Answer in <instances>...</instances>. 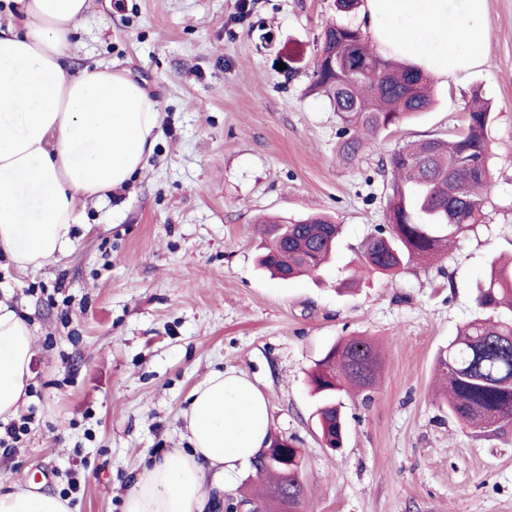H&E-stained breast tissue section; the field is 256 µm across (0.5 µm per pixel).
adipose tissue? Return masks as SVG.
<instances>
[{"instance_id": "ef3b65f1", "label": "adipose tissue", "mask_w": 512, "mask_h": 512, "mask_svg": "<svg viewBox=\"0 0 512 512\" xmlns=\"http://www.w3.org/2000/svg\"><path fill=\"white\" fill-rule=\"evenodd\" d=\"M0 25V252L18 269L41 267L72 247L86 200L141 173L152 152L158 101L125 71L99 64L66 73L70 36L90 0H15ZM364 30L384 56L448 79L480 65L486 0H365ZM35 335L0 300V421L26 402ZM182 414L191 448L153 461L124 512H205L212 491L268 444V399L241 372H214ZM0 512H69L29 483L0 485Z\"/></svg>"}]
</instances>
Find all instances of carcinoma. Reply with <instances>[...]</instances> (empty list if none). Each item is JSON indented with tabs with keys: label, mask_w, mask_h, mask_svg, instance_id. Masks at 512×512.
<instances>
[{
	"label": "carcinoma",
	"mask_w": 512,
	"mask_h": 512,
	"mask_svg": "<svg viewBox=\"0 0 512 512\" xmlns=\"http://www.w3.org/2000/svg\"><path fill=\"white\" fill-rule=\"evenodd\" d=\"M309 92L326 97L340 121L336 157L355 164L383 130L418 117L431 104L427 76L415 66L373 52L357 28L328 24ZM492 117L479 97L447 138L407 141L388 156L391 175L385 223L364 243L362 267L395 277L409 265L448 254L453 239L484 223L491 196L488 127ZM259 265L280 280L320 273L336 248L340 225L322 215L261 221ZM475 301L486 316L465 324L441 350L435 371L441 399L462 424L490 436L512 432V262L491 259ZM381 367L376 343L345 336L316 363L311 376L317 426L328 448H341L345 423L341 395L367 392ZM281 440L262 454L273 460L260 473L262 494L245 500L260 512H287L306 498L302 449L288 443V464L276 460Z\"/></svg>",
	"instance_id": "cac0c4a2"
}]
</instances>
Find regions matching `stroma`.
<instances>
[{
    "label": "stroma",
    "instance_id": "obj_1",
    "mask_svg": "<svg viewBox=\"0 0 512 512\" xmlns=\"http://www.w3.org/2000/svg\"><path fill=\"white\" fill-rule=\"evenodd\" d=\"M482 63L433 79L434 103L384 132L352 166L340 127L309 94L327 22L358 25L336 0H91L70 36L68 73L126 71L163 120L144 171L87 201L74 247L18 270L0 253V299L36 336L23 413L35 424L0 452V483L69 496L71 512H123L155 457L188 448L181 413L215 371L248 375L267 397L273 436L306 461L304 512H512V433L478 437L433 393L435 359L483 317L475 285L512 254V0H487ZM489 100L494 189L484 224L448 258L356 292L338 283L384 221L390 151L461 124L473 91ZM331 215L333 263L283 282L256 265V219ZM364 334L384 365L369 401L345 398L343 448H326L309 375L344 336Z\"/></svg>",
    "mask_w": 512,
    "mask_h": 512
}]
</instances>
